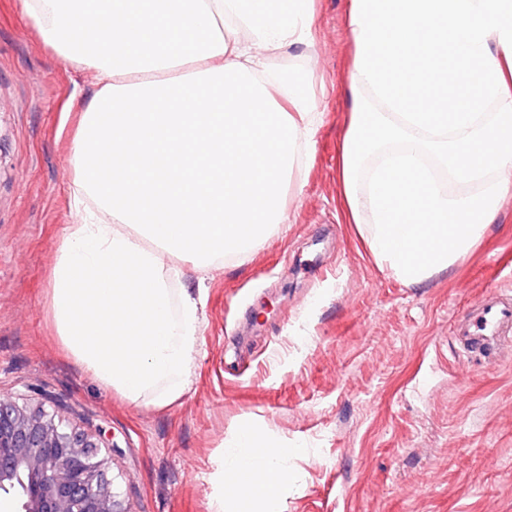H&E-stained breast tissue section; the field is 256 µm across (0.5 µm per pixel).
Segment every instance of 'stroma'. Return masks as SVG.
I'll use <instances>...</instances> for the list:
<instances>
[{
  "label": "stroma",
  "mask_w": 512,
  "mask_h": 512,
  "mask_svg": "<svg viewBox=\"0 0 512 512\" xmlns=\"http://www.w3.org/2000/svg\"><path fill=\"white\" fill-rule=\"evenodd\" d=\"M349 7L314 0L312 41L274 59L307 75L323 122L282 231L219 261L190 388L158 409L101 387L54 334L72 141L98 84L43 42L21 0H0V396L50 394L117 444L131 512H243L223 465L245 428L289 451L281 512H512V352L485 367L452 335L484 289L512 292V194L448 271L408 286L379 270L342 202Z\"/></svg>",
  "instance_id": "obj_1"
}]
</instances>
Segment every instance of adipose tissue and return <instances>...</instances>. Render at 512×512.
I'll return each mask as SVG.
<instances>
[{"label": "adipose tissue", "mask_w": 512, "mask_h": 512, "mask_svg": "<svg viewBox=\"0 0 512 512\" xmlns=\"http://www.w3.org/2000/svg\"><path fill=\"white\" fill-rule=\"evenodd\" d=\"M22 5L100 85L72 144L78 219L51 271L55 335L107 390L168 407L189 386L206 288L175 295L166 259L206 272L282 227L321 114L305 77L269 58L308 41L314 0ZM348 26L346 215L380 270L420 284L465 258L512 193V0H351ZM436 169L471 193L448 194ZM237 448L254 478L226 496L279 512L283 449L247 429Z\"/></svg>", "instance_id": "1"}]
</instances>
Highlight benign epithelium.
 <instances>
[{
    "label": "benign epithelium",
    "instance_id": "1",
    "mask_svg": "<svg viewBox=\"0 0 512 512\" xmlns=\"http://www.w3.org/2000/svg\"><path fill=\"white\" fill-rule=\"evenodd\" d=\"M120 448L66 423L55 399L0 398V490L23 484L22 512H130L102 449Z\"/></svg>",
    "mask_w": 512,
    "mask_h": 512
}]
</instances>
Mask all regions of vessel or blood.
<instances>
[{
	"instance_id": "1",
	"label": "vessel or blood",
	"mask_w": 512,
	"mask_h": 512,
	"mask_svg": "<svg viewBox=\"0 0 512 512\" xmlns=\"http://www.w3.org/2000/svg\"><path fill=\"white\" fill-rule=\"evenodd\" d=\"M453 335L464 352L496 364L505 350L512 349V295L484 291L471 313L455 323Z\"/></svg>"
}]
</instances>
